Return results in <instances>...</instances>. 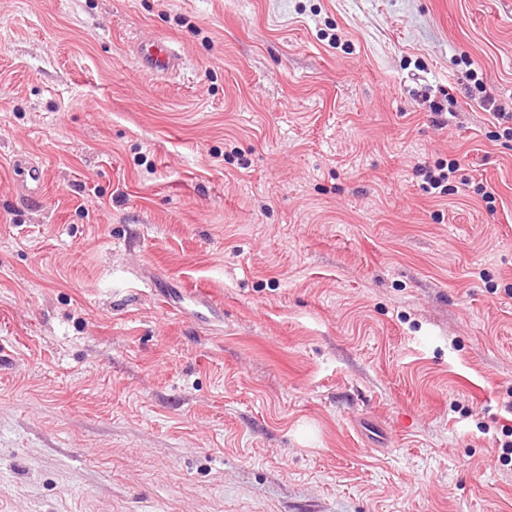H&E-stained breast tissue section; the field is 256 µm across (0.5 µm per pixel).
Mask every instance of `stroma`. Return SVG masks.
I'll return each instance as SVG.
<instances>
[{
	"mask_svg": "<svg viewBox=\"0 0 512 512\" xmlns=\"http://www.w3.org/2000/svg\"><path fill=\"white\" fill-rule=\"evenodd\" d=\"M500 112L512 0H0V512H512ZM134 54L141 68L153 76L168 75L180 65V58L163 37L137 43ZM13 179L24 196L39 198L45 188L44 168L29 157L17 155L12 163ZM458 170L459 167L455 162H449L448 164L437 163L433 168H421V176L426 184L424 187L426 192L437 195L448 194V185L451 180V175Z\"/></svg>",
	"mask_w": 512,
	"mask_h": 512,
	"instance_id": "obj_1",
	"label": "stroma"
}]
</instances>
